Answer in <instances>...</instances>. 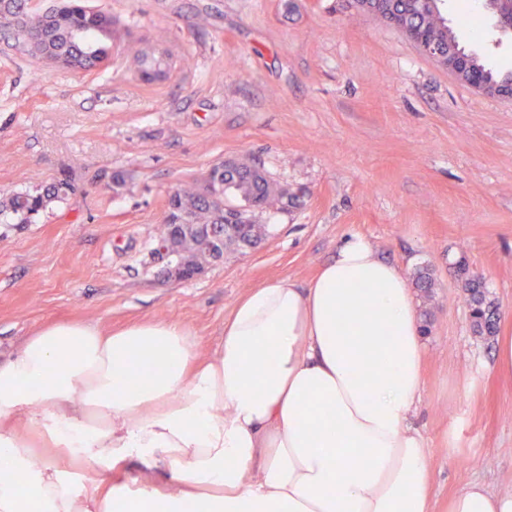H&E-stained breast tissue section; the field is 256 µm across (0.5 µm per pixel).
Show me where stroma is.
I'll return each instance as SVG.
<instances>
[{"instance_id":"1","label":"stroma","mask_w":512,"mask_h":512,"mask_svg":"<svg viewBox=\"0 0 512 512\" xmlns=\"http://www.w3.org/2000/svg\"><path fill=\"white\" fill-rule=\"evenodd\" d=\"M462 46L512 70L492 15ZM116 21L109 65L59 70L0 35V201L71 168L77 187L28 224L0 222V360L50 323L109 332L169 320L201 352L255 286L305 283L352 234L414 275L428 268L423 402L434 512L480 482L512 490V385L475 336L461 272L482 273L512 328V102L480 94L395 28L339 0H89ZM169 59L143 80L129 59ZM227 159L255 163L299 198L259 214L267 235L186 282L151 254L168 195ZM123 171L124 186L111 174Z\"/></svg>"}]
</instances>
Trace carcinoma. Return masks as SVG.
Instances as JSON below:
<instances>
[{
  "label": "carcinoma",
  "instance_id": "cac0c4a2",
  "mask_svg": "<svg viewBox=\"0 0 512 512\" xmlns=\"http://www.w3.org/2000/svg\"><path fill=\"white\" fill-rule=\"evenodd\" d=\"M384 6L398 23L422 33L427 41L440 49V59L457 50L460 43L448 27L440 5L434 0H384ZM0 24L12 28L32 49L43 38L44 24L28 11V0H0ZM51 29L57 37L56 57L68 70L89 71L97 67L110 53L115 34L112 15L94 9L79 0H70L53 9ZM204 181L219 188L217 195H208L203 184L177 189L167 200V210L160 236L167 235L171 224H221L224 220V200L233 198L249 205L251 215L225 232L226 244L257 243L255 232L262 230L256 216L267 210L286 211L295 205L288 189L270 179L262 170L238 162L224 166L213 165ZM75 190L72 177L64 172L54 182L34 193L22 192L0 204V215L10 214L18 224H28L32 216L50 203L64 199ZM464 301L470 310L474 333L485 339L494 336L498 319L497 309L487 300L483 280L467 278L463 285Z\"/></svg>",
  "mask_w": 512,
  "mask_h": 512
}]
</instances>
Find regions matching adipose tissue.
<instances>
[{
	"instance_id": "adipose-tissue-1",
	"label": "adipose tissue",
	"mask_w": 512,
	"mask_h": 512,
	"mask_svg": "<svg viewBox=\"0 0 512 512\" xmlns=\"http://www.w3.org/2000/svg\"><path fill=\"white\" fill-rule=\"evenodd\" d=\"M423 354L404 272L356 234L307 283L252 288L206 355L173 322L44 326L0 362V469L22 475L0 512H432ZM75 452L92 488L64 476ZM448 512H512V490Z\"/></svg>"
}]
</instances>
